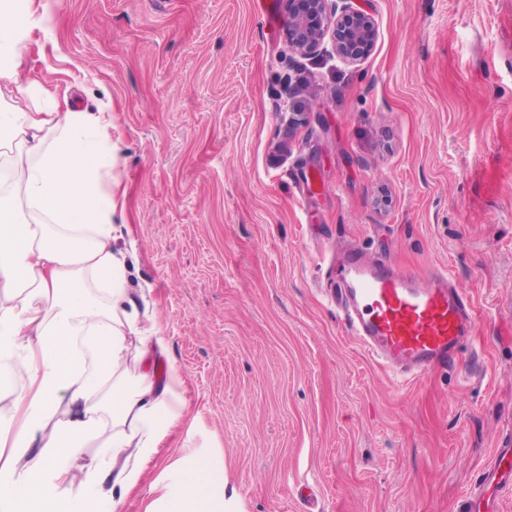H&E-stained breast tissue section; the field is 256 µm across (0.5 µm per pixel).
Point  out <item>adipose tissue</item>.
Listing matches in <instances>:
<instances>
[{"label": "adipose tissue", "instance_id": "obj_1", "mask_svg": "<svg viewBox=\"0 0 512 512\" xmlns=\"http://www.w3.org/2000/svg\"><path fill=\"white\" fill-rule=\"evenodd\" d=\"M50 20L36 0H0V512H102L142 482L185 421V380L143 371L165 351L130 286L112 153V104L61 107L18 67ZM198 464L162 512H215Z\"/></svg>", "mask_w": 512, "mask_h": 512}]
</instances>
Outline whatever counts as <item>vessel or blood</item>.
<instances>
[{
	"mask_svg": "<svg viewBox=\"0 0 512 512\" xmlns=\"http://www.w3.org/2000/svg\"><path fill=\"white\" fill-rule=\"evenodd\" d=\"M329 299L373 360L403 382L457 364L474 336L476 314L447 272L403 273L356 247L337 254ZM512 494V443L495 449L461 499L462 512H492Z\"/></svg>",
	"mask_w": 512,
	"mask_h": 512,
	"instance_id": "1",
	"label": "vessel or blood"
}]
</instances>
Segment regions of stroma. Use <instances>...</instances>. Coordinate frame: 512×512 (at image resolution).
<instances>
[{
  "label": "stroma",
  "instance_id": "obj_1",
  "mask_svg": "<svg viewBox=\"0 0 512 512\" xmlns=\"http://www.w3.org/2000/svg\"><path fill=\"white\" fill-rule=\"evenodd\" d=\"M350 65L288 48L254 0H52L19 68L112 104L117 223L178 366L186 423L120 512L197 461L229 512H457L512 439V0H355ZM301 111H294V104ZM447 267L466 362L402 383L323 291L336 249Z\"/></svg>",
  "mask_w": 512,
  "mask_h": 512
}]
</instances>
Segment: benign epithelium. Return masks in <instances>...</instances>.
Listing matches in <instances>:
<instances>
[{
	"label": "benign epithelium",
	"mask_w": 512,
	"mask_h": 512,
	"mask_svg": "<svg viewBox=\"0 0 512 512\" xmlns=\"http://www.w3.org/2000/svg\"><path fill=\"white\" fill-rule=\"evenodd\" d=\"M286 0L289 46L305 55H313L330 44L332 52L348 63L367 56L375 38L373 17L348 5L349 0Z\"/></svg>",
	"instance_id": "7a95c632"
}]
</instances>
